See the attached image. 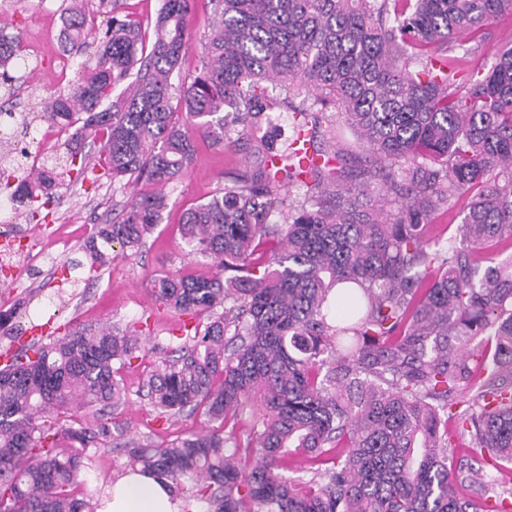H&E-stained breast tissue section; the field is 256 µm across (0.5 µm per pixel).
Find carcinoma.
<instances>
[{
	"mask_svg": "<svg viewBox=\"0 0 512 512\" xmlns=\"http://www.w3.org/2000/svg\"><path fill=\"white\" fill-rule=\"evenodd\" d=\"M79 2L63 0L61 19L82 78L40 112L74 129L68 169L25 170L19 205L46 207L56 179L85 174V139H100L112 184L159 187L87 240L101 265L113 244L136 251L162 223L163 187L188 170L195 134L220 148L244 140L255 164L185 213L191 252L215 274L150 281L164 309L208 322L161 348L147 397L160 418L204 408L208 429L165 446L125 439L114 364L136 358L139 335L68 327L0 366V512H87L78 488L90 448L107 439L174 494L192 482L208 512H512V493L491 484L463 493L512 464V259H475L512 239V46L484 75L448 53L461 37L484 43L512 0H211L190 78L179 63L192 0H163L149 45L120 0H101L100 37ZM9 48L4 87L19 36ZM302 94L314 105H294ZM285 106L293 136L280 149L271 113ZM340 115L373 154L363 189L381 183L396 209L360 208L327 149L301 167L314 135L336 137ZM283 178L306 188L303 202L282 196ZM457 208L455 235H427L435 213ZM248 404L250 429L223 431ZM95 407L100 418L78 429L44 422ZM451 419L468 448L453 459ZM290 454L316 466L310 478L284 474Z\"/></svg>",
	"mask_w": 512,
	"mask_h": 512,
	"instance_id": "obj_1",
	"label": "carcinoma"
}]
</instances>
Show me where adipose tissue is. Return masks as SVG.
Here are the masks:
<instances>
[{
	"label": "adipose tissue",
	"instance_id": "obj_1",
	"mask_svg": "<svg viewBox=\"0 0 512 512\" xmlns=\"http://www.w3.org/2000/svg\"><path fill=\"white\" fill-rule=\"evenodd\" d=\"M168 481L152 474H130L106 485L94 503L95 512H182L183 501L171 500ZM203 512L200 503L188 505Z\"/></svg>",
	"mask_w": 512,
	"mask_h": 512
}]
</instances>
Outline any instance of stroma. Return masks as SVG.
Here are the masks:
<instances>
[{
    "label": "stroma",
    "mask_w": 512,
    "mask_h": 512,
    "mask_svg": "<svg viewBox=\"0 0 512 512\" xmlns=\"http://www.w3.org/2000/svg\"><path fill=\"white\" fill-rule=\"evenodd\" d=\"M61 4L62 0H5L0 5V25L7 35L21 36L23 45L28 47L35 40L43 42L41 54L29 56L27 67L16 71L15 112L38 114L45 98L68 90L80 76L78 68H71L62 76L56 67L62 52ZM211 17V0H194L189 16L193 44L181 63L184 75H195L201 67L198 40L207 32ZM195 145L188 171L166 188L169 207L162 223L134 255H126L118 248L112 254L111 263L97 272L70 270V260L84 257L81 246L87 235L80 232V225L108 222L113 211L121 209L127 199L126 193L114 189L107 179L89 176L82 181L57 185V200L48 205L46 219L32 222L21 214L16 217L17 223L27 227L32 239L45 250H53L59 236H68L69 246L49 275L20 287L10 272L0 273V297L26 302L35 324L136 326L147 346L119 371L129 396L120 421L126 439L136 442L150 440L161 444L198 431L206 423L205 416L198 413L167 420L158 418L142 387L156 361L154 345L176 344L183 326L181 317L155 304L148 282L167 273L189 277L214 274L215 267L209 259L189 255L181 233V219L184 212L222 188L225 176L242 171L251 162L241 144L222 149L199 136ZM336 147L341 153L348 184L361 186L370 164L365 144L342 124L338 127Z\"/></svg>",
    "instance_id": "35a3bbf8"
}]
</instances>
